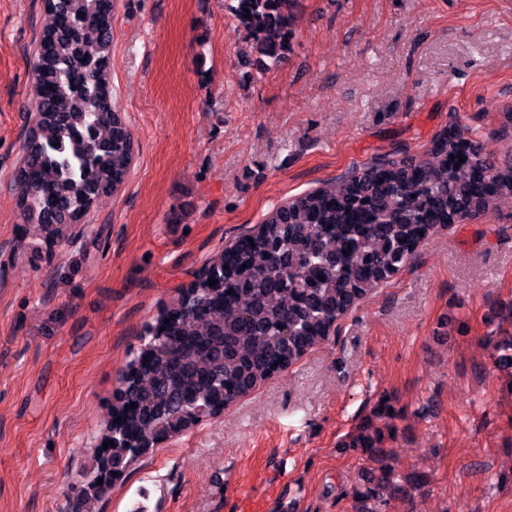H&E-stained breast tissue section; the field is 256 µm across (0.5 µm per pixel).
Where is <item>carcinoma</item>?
<instances>
[{
    "label": "carcinoma",
    "mask_w": 512,
    "mask_h": 512,
    "mask_svg": "<svg viewBox=\"0 0 512 512\" xmlns=\"http://www.w3.org/2000/svg\"><path fill=\"white\" fill-rule=\"evenodd\" d=\"M286 2L228 5L253 36L256 56L272 66L286 58L293 33ZM42 3L52 23L37 43L34 116L13 180L26 188L20 208L36 235L67 240L101 197L123 186L134 140L125 114L112 105L114 0ZM506 198L512 153L496 160L454 125L421 158H376L274 207L145 328L72 512H93L140 456L224 412L326 342L437 228L483 215ZM489 342L499 365L512 369V336ZM389 409L381 401L379 423L366 419L337 443L371 464L352 491L357 512H386L420 486L396 471L384 449L395 420ZM108 440L113 445L105 450Z\"/></svg>",
    "instance_id": "1"
}]
</instances>
